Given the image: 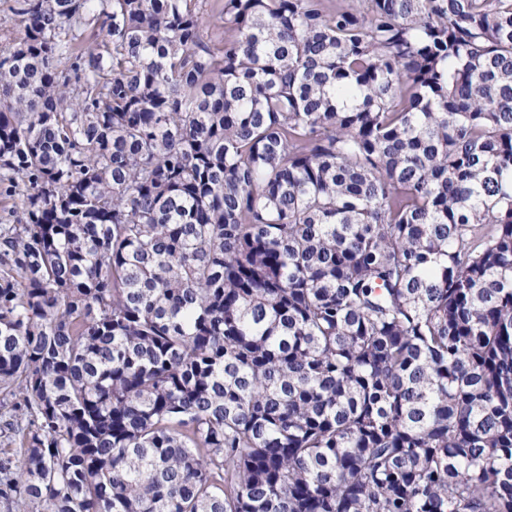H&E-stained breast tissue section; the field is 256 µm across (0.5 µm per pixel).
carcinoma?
Segmentation results:
<instances>
[{"label":"carcinoma","mask_w":512,"mask_h":512,"mask_svg":"<svg viewBox=\"0 0 512 512\" xmlns=\"http://www.w3.org/2000/svg\"><path fill=\"white\" fill-rule=\"evenodd\" d=\"M8 10L0 499L512 512V0Z\"/></svg>","instance_id":"cac0c4a2"}]
</instances>
